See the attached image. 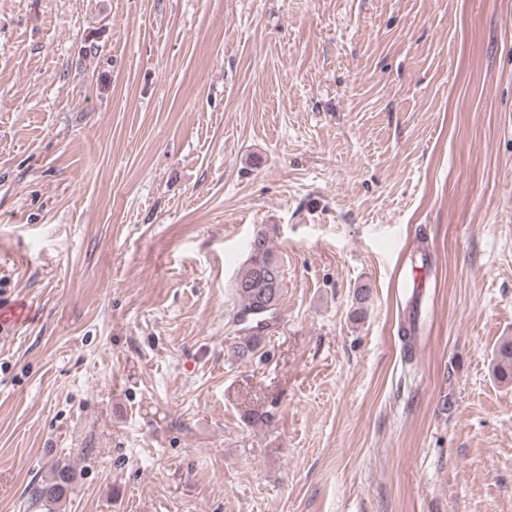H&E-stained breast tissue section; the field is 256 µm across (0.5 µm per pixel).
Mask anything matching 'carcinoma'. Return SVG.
Returning a JSON list of instances; mask_svg holds the SVG:
<instances>
[{
    "mask_svg": "<svg viewBox=\"0 0 512 512\" xmlns=\"http://www.w3.org/2000/svg\"><path fill=\"white\" fill-rule=\"evenodd\" d=\"M283 262L275 253L264 227L255 230L248 242V256L242 270L234 280V291L239 302L236 320L246 335L238 337L231 347L232 356L245 361L261 348L263 336L256 332V322L265 320L270 313L263 311L271 298L281 301L283 296ZM494 371L502 379L512 380V338L501 341L495 355ZM72 490L69 464L56 462L50 477L31 489V498L44 508V512H58Z\"/></svg>",
    "mask_w": 512,
    "mask_h": 512,
    "instance_id": "carcinoma-1",
    "label": "carcinoma"
}]
</instances>
